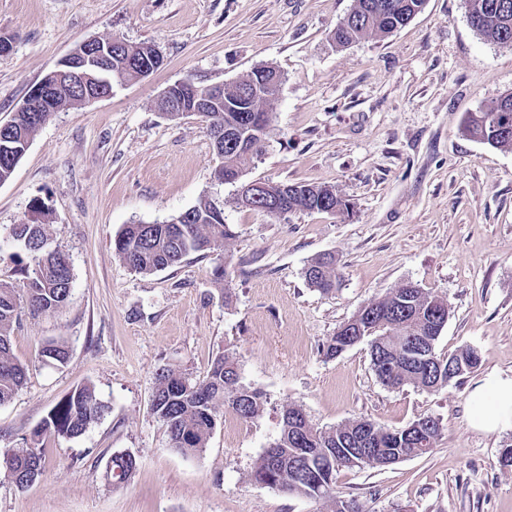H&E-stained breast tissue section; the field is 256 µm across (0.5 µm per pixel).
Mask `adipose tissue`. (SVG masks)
<instances>
[{
    "instance_id": "ef3b65f1",
    "label": "adipose tissue",
    "mask_w": 512,
    "mask_h": 512,
    "mask_svg": "<svg viewBox=\"0 0 512 512\" xmlns=\"http://www.w3.org/2000/svg\"><path fill=\"white\" fill-rule=\"evenodd\" d=\"M468 423L494 433L512 427V376L488 375L469 397Z\"/></svg>"
}]
</instances>
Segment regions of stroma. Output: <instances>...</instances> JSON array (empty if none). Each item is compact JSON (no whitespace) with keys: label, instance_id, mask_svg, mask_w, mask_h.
<instances>
[{"label":"stroma","instance_id":"stroma-1","mask_svg":"<svg viewBox=\"0 0 512 512\" xmlns=\"http://www.w3.org/2000/svg\"><path fill=\"white\" fill-rule=\"evenodd\" d=\"M353 5L0 0V37L12 42L0 54V123L85 40L147 43L163 58L149 78L56 112L0 184V280L23 284L9 230L38 202L72 271L66 304L23 314L12 333L28 374L0 405V451L30 445L76 388L93 387L106 406L82 436L43 439L45 470L31 486L0 474V512H327L324 501L250 477L288 403L323 429L441 420L430 453L338 472L337 496L363 512H512V469L498 462L512 429L489 434L467 423L475 386L492 373L512 376V150L464 131L470 113L512 93V47L471 28L466 0H426L405 27L342 48L332 33ZM260 66L282 82L245 180L328 185L350 200V215L237 206L234 186L213 177L205 122L156 106L175 81L225 85ZM204 195L223 199L236 230L223 285L212 280L210 254L151 275L118 258L113 242L125 225L170 221ZM324 253L339 274L327 294L305 280ZM407 282L447 300L435 351L476 349L473 373L439 390L394 389L373 371L366 344L320 354L363 306ZM51 340L65 344L64 365L42 362ZM225 352L242 382L265 394L264 413L245 422L223 409L205 451L181 454L152 411L156 375L164 367L201 375ZM127 451L137 466L121 480L111 458Z\"/></svg>","mask_w":512,"mask_h":512}]
</instances>
